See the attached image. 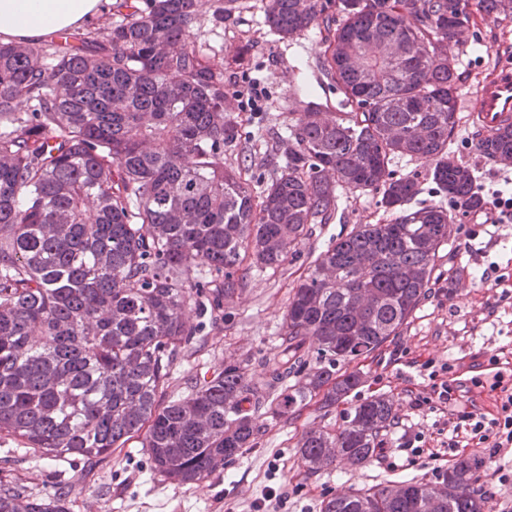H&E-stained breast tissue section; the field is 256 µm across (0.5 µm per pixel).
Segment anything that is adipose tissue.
Returning <instances> with one entry per match:
<instances>
[{
  "mask_svg": "<svg viewBox=\"0 0 512 512\" xmlns=\"http://www.w3.org/2000/svg\"><path fill=\"white\" fill-rule=\"evenodd\" d=\"M102 0H0V42L31 44L84 31Z\"/></svg>",
  "mask_w": 512,
  "mask_h": 512,
  "instance_id": "obj_1",
  "label": "adipose tissue"
}]
</instances>
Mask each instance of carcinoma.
<instances>
[{"instance_id": "obj_1", "label": "carcinoma", "mask_w": 512, "mask_h": 512, "mask_svg": "<svg viewBox=\"0 0 512 512\" xmlns=\"http://www.w3.org/2000/svg\"><path fill=\"white\" fill-rule=\"evenodd\" d=\"M119 0L124 19L99 50L67 42L0 44V434L34 452L91 463L142 437L154 471L179 485L207 480L252 447V412L293 416L313 398L330 407L363 382L358 370L309 367L366 358L425 298L458 211L480 208L473 169L449 150L460 120L459 73L448 45L476 12L512 18V0H269L282 37L324 33L319 66L348 112L309 102L288 127L281 172L256 193L224 166L240 132L224 105V74L190 45L198 0ZM425 56L388 69L382 45ZM29 112L16 111L20 101ZM473 149L512 163V123ZM431 165L448 206L411 208L415 177L394 178L396 156ZM382 190L393 218L357 224L321 252L296 286L286 336L249 381L224 364L187 397L163 402L170 364L196 329L184 309L200 268L216 282L211 308L239 295L247 270L277 268L329 224L339 189ZM377 396L335 433H304L299 454L316 471L329 449L369 461L394 420ZM434 484L340 494L321 512H485L476 464L457 460ZM0 512H65L56 498L0 487Z\"/></svg>"}]
</instances>
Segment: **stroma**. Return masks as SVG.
Segmentation results:
<instances>
[{
	"label": "stroma",
	"mask_w": 512,
	"mask_h": 512,
	"mask_svg": "<svg viewBox=\"0 0 512 512\" xmlns=\"http://www.w3.org/2000/svg\"><path fill=\"white\" fill-rule=\"evenodd\" d=\"M266 8L267 0H200L192 31L195 48L224 71L231 92L227 112L241 132L236 144L225 147L224 163L241 169L257 191L284 162L288 126L306 103H318L326 112L346 109L342 94L318 67L323 50L319 29L281 38L266 25ZM448 52L461 75L460 122L450 146L475 170L479 183L500 187L502 165L485 163L470 149L478 134L470 110L479 77L499 64L512 65V20L494 22L473 15L460 42ZM255 83L262 95L254 106L248 92ZM390 169L396 177L418 178L414 206L443 203L424 161L399 156ZM381 198L378 190H343L332 223L317 225L282 266L248 270L233 304L204 315L189 305L186 318L197 334L170 367L167 399L187 396L228 362L240 364L250 381L264 382L263 360L286 333L283 317L295 283L337 236L358 224L390 220ZM490 216L487 207L458 215L431 288L399 336L368 358L337 362L336 372L353 367L365 375L344 402L330 408L313 403L289 418L258 411L253 447L226 461L204 483L177 486L163 481L137 438L89 465L41 458L20 439L5 435L0 436V482L32 498H60L68 512H321L323 501L339 494L408 480L434 481L464 456L477 460L480 482L492 493L487 512H512V480L501 483L494 476L499 466L512 471V451L502 450L495 457L486 448L455 452L447 446L441 411L411 407L414 396L430 384L422 367L425 360L467 362L477 354L512 353V223L494 225ZM488 267L495 268L500 283H480ZM382 393L392 397L397 423L381 433L370 461L361 466L339 461L316 472L303 466L297 444L306 430L334 431L355 406ZM417 436L423 452L414 456L406 444Z\"/></svg>",
	"instance_id": "1"
}]
</instances>
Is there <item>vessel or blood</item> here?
<instances>
[{
  "label": "vessel or blood",
  "instance_id": "vessel-or-blood-1",
  "mask_svg": "<svg viewBox=\"0 0 512 512\" xmlns=\"http://www.w3.org/2000/svg\"><path fill=\"white\" fill-rule=\"evenodd\" d=\"M472 115L483 132L491 133L512 121V67L502 65L480 79Z\"/></svg>",
  "mask_w": 512,
  "mask_h": 512
}]
</instances>
